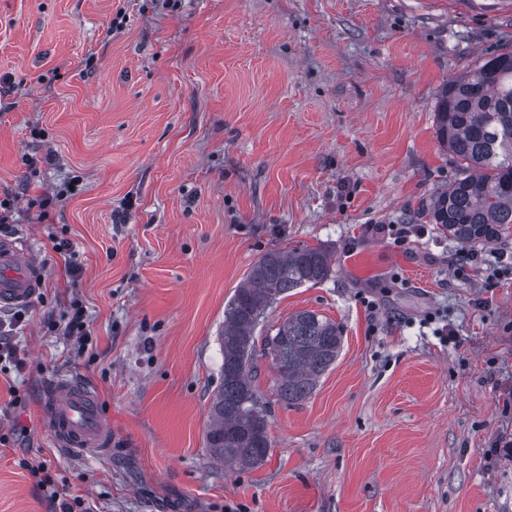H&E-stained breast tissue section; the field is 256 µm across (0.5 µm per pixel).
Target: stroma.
Instances as JSON below:
<instances>
[{"instance_id":"stroma-1","label":"stroma","mask_w":512,"mask_h":512,"mask_svg":"<svg viewBox=\"0 0 512 512\" xmlns=\"http://www.w3.org/2000/svg\"><path fill=\"white\" fill-rule=\"evenodd\" d=\"M507 51L512 0H0V235L45 271L0 332L25 362L0 358V512H60L54 489L92 512H512V458L489 453L512 435V273L491 261L512 231L366 230L454 180L441 88ZM306 246L331 276L256 333L313 310L340 353L294 406L259 358L272 448L224 466V308L263 253ZM58 377L95 390L110 456L54 448Z\"/></svg>"}]
</instances>
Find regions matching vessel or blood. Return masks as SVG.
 Listing matches in <instances>:
<instances>
[{
	"label": "vessel or blood",
	"instance_id": "vessel-or-blood-1",
	"mask_svg": "<svg viewBox=\"0 0 512 512\" xmlns=\"http://www.w3.org/2000/svg\"><path fill=\"white\" fill-rule=\"evenodd\" d=\"M44 271L23 241L0 238V307H22L34 300ZM55 447L66 455L106 457L111 453L112 428L101 414L91 386L59 378L44 392Z\"/></svg>",
	"mask_w": 512,
	"mask_h": 512
}]
</instances>
